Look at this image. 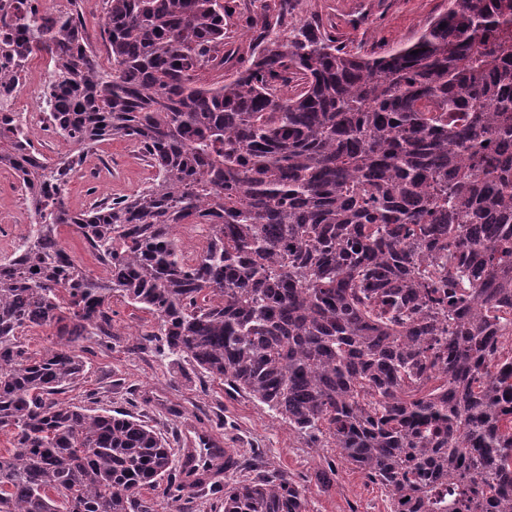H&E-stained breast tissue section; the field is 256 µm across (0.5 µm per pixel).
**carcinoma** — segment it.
Masks as SVG:
<instances>
[{
  "label": "carcinoma",
  "mask_w": 512,
  "mask_h": 512,
  "mask_svg": "<svg viewBox=\"0 0 512 512\" xmlns=\"http://www.w3.org/2000/svg\"><path fill=\"white\" fill-rule=\"evenodd\" d=\"M290 2L245 57L224 0H104L105 64L77 12L0 13V167L30 212L0 259V512H154L141 487L190 494L141 415L57 398L85 374L78 342L112 341L114 297L157 317L147 338L174 363L332 440L392 512H512V0H448L415 43L368 57L287 25ZM36 55L69 145L55 161L12 110ZM112 139L154 176L71 210L70 180ZM182 224L207 226L193 263ZM31 328L52 330L40 353ZM224 512L309 501L263 470L224 484ZM62 239L70 254L79 264L95 274L104 273L103 267L98 263L94 255L87 248L80 236L75 233L73 228L64 227Z\"/></svg>",
  "instance_id": "carcinoma-1"
}]
</instances>
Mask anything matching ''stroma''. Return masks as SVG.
Wrapping results in <instances>:
<instances>
[{
	"mask_svg": "<svg viewBox=\"0 0 512 512\" xmlns=\"http://www.w3.org/2000/svg\"><path fill=\"white\" fill-rule=\"evenodd\" d=\"M448 0H302L295 19L332 25L348 50L369 55L414 41L420 29L443 14ZM153 171L136 146L116 139L101 143L68 187V204L86 209L95 199L130 195L144 187ZM30 222L13 174L0 176V258L13 253ZM157 320L145 310L112 302L110 348L87 356L82 381L65 400L81 404L95 392L98 407L144 415L178 447L186 425L202 424L238 452L234 480L250 479L263 468L291 476L304 487L310 512H390L389 497L354 466L340 461L333 444L310 447L286 423L245 395L189 363L173 364L144 335ZM335 463L336 474L322 472Z\"/></svg>",
	"mask_w": 512,
	"mask_h": 512,
	"instance_id": "stroma-1",
	"label": "stroma"
}]
</instances>
